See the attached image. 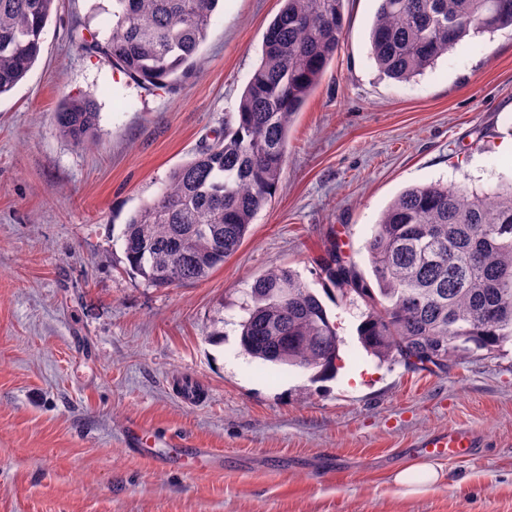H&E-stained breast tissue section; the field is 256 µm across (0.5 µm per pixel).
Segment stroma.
Masks as SVG:
<instances>
[{
    "label": "stroma",
    "instance_id": "1",
    "mask_svg": "<svg viewBox=\"0 0 512 512\" xmlns=\"http://www.w3.org/2000/svg\"><path fill=\"white\" fill-rule=\"evenodd\" d=\"M379 0H344L345 35L288 134L282 183L205 281L155 288L125 269L121 233L169 172L236 111L280 0H221L201 64L150 89L72 49L111 0H57L41 54L0 96V512H512V344L446 370L381 362L358 340L362 302L327 303L343 340L326 380L244 355L257 276L314 291L327 241L370 273L366 243L405 189L492 190L512 177V31L466 38L414 81L370 54ZM66 95L93 99L97 144L59 137ZM193 377L205 403L172 390ZM168 437L204 458L174 471L129 454ZM466 427L475 456L405 496L391 483L427 436Z\"/></svg>",
    "mask_w": 512,
    "mask_h": 512
}]
</instances>
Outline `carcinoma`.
Instances as JSON below:
<instances>
[{"mask_svg":"<svg viewBox=\"0 0 512 512\" xmlns=\"http://www.w3.org/2000/svg\"><path fill=\"white\" fill-rule=\"evenodd\" d=\"M56 0H0V95L34 65ZM220 0H112V26L72 46L98 54L139 83L165 89L193 69ZM260 63L216 141L174 168L158 194L126 220L129 270L165 288L209 276L244 242L276 195L293 117L334 58L345 33L344 0H281ZM512 28V0H379L371 55L380 73L408 82L472 32ZM60 137L96 145L94 100L64 96L53 113ZM372 277L336 247L325 285L367 307L358 327L376 358L448 368L461 353L512 340V178L489 191L443 183L402 192L367 242ZM240 346L271 365L336 374L341 345L319 296L290 269L272 268L251 288Z\"/></svg>","mask_w":512,"mask_h":512,"instance_id":"obj_1","label":"carcinoma"}]
</instances>
